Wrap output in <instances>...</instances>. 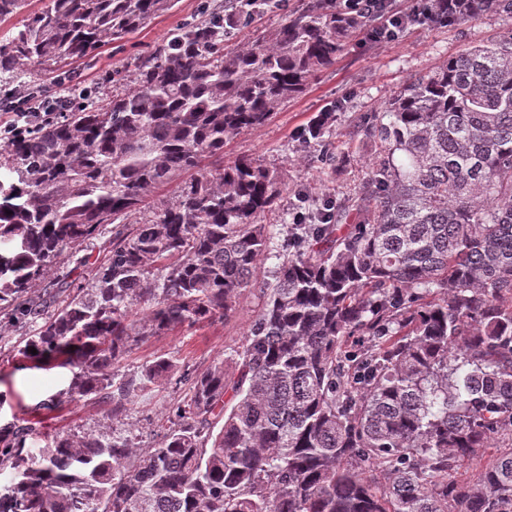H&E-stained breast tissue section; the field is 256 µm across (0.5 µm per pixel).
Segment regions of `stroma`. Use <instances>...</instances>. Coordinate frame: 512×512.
I'll list each match as a JSON object with an SVG mask.
<instances>
[{"instance_id": "35a3bbf8", "label": "stroma", "mask_w": 512, "mask_h": 512, "mask_svg": "<svg viewBox=\"0 0 512 512\" xmlns=\"http://www.w3.org/2000/svg\"><path fill=\"white\" fill-rule=\"evenodd\" d=\"M223 4L224 0H177L171 11L156 16L121 41L106 42L92 60L68 66L66 71L51 73L23 64L25 79L38 88L40 106L46 112L54 111L73 82L91 98H111L129 87L136 63L154 52L171 29ZM511 31L512 20L489 13L453 27L414 24L388 41L354 38L335 65L318 72L306 90L283 105L268 124L230 141L224 148L225 160L246 156L276 168L280 174L283 193L274 210L262 218L263 223L271 225L277 243L288 238L285 218L294 190L303 187L313 198L336 200L353 193L366 177L375 146L365 136L363 123L373 113L383 111L403 84L412 77L434 72L463 48L502 38ZM333 105L338 108L332 137L336 149L333 159L325 161L302 147L298 135L316 112ZM111 244L112 229L103 227L79 250L62 257L57 278L74 288L82 286L94 270V261L102 260ZM261 301L259 290L254 288L239 298L229 321L205 322L145 337L126 356L122 372H136L160 357L178 359L191 373L205 370L223 359L226 350L241 344ZM32 332L29 326L20 329L6 322L0 324V425L29 420L42 432L52 434L129 429L139 445L148 447L156 441L157 420L188 390L187 383L176 376L131 396L126 402L129 419L125 422L107 418L105 404L91 396L46 410L50 396L68 385L72 373L62 367H33L20 355L24 336Z\"/></svg>"}]
</instances>
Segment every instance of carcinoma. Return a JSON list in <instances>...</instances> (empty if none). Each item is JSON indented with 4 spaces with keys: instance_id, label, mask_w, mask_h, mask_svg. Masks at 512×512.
Wrapping results in <instances>:
<instances>
[{
    "instance_id": "carcinoma-1",
    "label": "carcinoma",
    "mask_w": 512,
    "mask_h": 512,
    "mask_svg": "<svg viewBox=\"0 0 512 512\" xmlns=\"http://www.w3.org/2000/svg\"><path fill=\"white\" fill-rule=\"evenodd\" d=\"M435 0L455 26L512 0ZM177 0H48L0 42V78L28 61H84ZM280 0H224L173 29L133 87L64 111L0 151V313L37 326L19 353L73 369L54 407L95 395L110 416L178 372L119 367L143 337L229 320L272 253L276 169L224 146L266 125L359 35L398 31L373 13L307 0L254 44L224 41ZM336 107L302 141L328 154ZM378 145L347 200L292 225L242 343L190 376L141 448L125 433L0 427V512H512V32L413 78L364 124ZM219 160L178 201L135 224L156 188ZM112 248L50 314L31 289L109 224ZM36 349L37 354L30 353ZM494 448L478 475L457 463Z\"/></svg>"
}]
</instances>
